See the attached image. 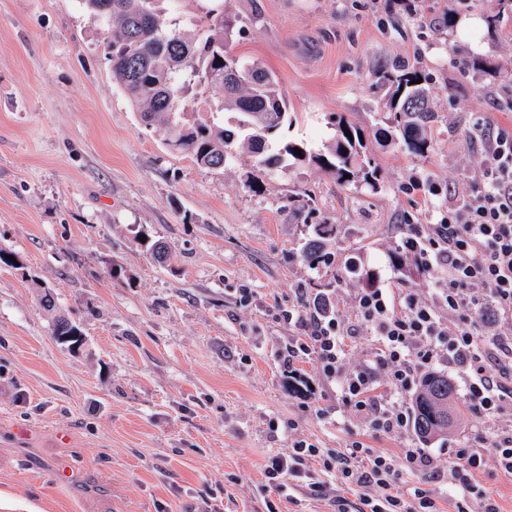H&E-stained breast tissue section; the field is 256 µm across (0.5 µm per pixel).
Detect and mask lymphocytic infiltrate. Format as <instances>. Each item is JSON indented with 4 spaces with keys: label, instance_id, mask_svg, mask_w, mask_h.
Instances as JSON below:
<instances>
[{
    "label": "lymphocytic infiltrate",
    "instance_id": "lymphocytic-infiltrate-1",
    "mask_svg": "<svg viewBox=\"0 0 512 512\" xmlns=\"http://www.w3.org/2000/svg\"><path fill=\"white\" fill-rule=\"evenodd\" d=\"M471 136L485 145L480 189L462 205L449 207L439 223L405 225L398 244L421 271L433 274L431 298L381 285L363 289L355 317L375 337L378 352L372 363L351 369L344 353L352 332L332 299L325 294L306 297L310 333L280 354L284 374L296 380L302 377L298 361L316 356L324 373L339 383L344 406L379 432L408 426L404 396L444 363L456 368L474 413L494 421L512 417V338H490L475 326L484 314L512 319V128L484 120ZM443 310L455 317L454 326L442 322ZM493 363L500 367L495 375L489 371ZM490 457L512 477V428L495 433L483 447L449 449L448 477L461 493L457 512H469L473 477ZM311 460L317 461L318 471L307 469ZM321 472L346 486L376 488V495L362 498L357 512H436L425 490L396 487L390 456L368 452L359 442L325 452L298 441L291 455L270 458L264 477L281 496L294 479L311 480L314 488L323 489L324 481L317 478Z\"/></svg>",
    "mask_w": 512,
    "mask_h": 512
}]
</instances>
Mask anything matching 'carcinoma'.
I'll use <instances>...</instances> for the list:
<instances>
[{
  "label": "carcinoma",
  "instance_id": "obj_1",
  "mask_svg": "<svg viewBox=\"0 0 512 512\" xmlns=\"http://www.w3.org/2000/svg\"><path fill=\"white\" fill-rule=\"evenodd\" d=\"M85 8L105 29L107 60L113 78L124 90L141 121L167 127L172 150L190 154L202 167L216 168L233 156L237 142L258 157L263 169L282 167L287 158L308 161L330 174L341 185L379 180L376 167L364 158L359 131L341 122L324 150L309 154L303 145L288 142L274 146L271 138L288 118V107L278 78L257 62H245L228 51L236 19L210 13L207 22L185 26L158 7L162 0H82ZM388 87V121L407 150L422 156L430 148L429 123L433 117L428 77L410 64L379 73ZM202 90L222 94L220 109L236 113L240 135L215 121H190L183 103ZM351 136H346V133ZM301 149L297 156L294 149ZM335 234L333 224L313 225V238L302 249L308 265L329 260L325 241ZM455 388L448 377L427 376L412 402L413 426L421 438L447 432L453 413Z\"/></svg>",
  "mask_w": 512,
  "mask_h": 512
}]
</instances>
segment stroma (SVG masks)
<instances>
[{"instance_id":"1","label":"stroma","mask_w":512,"mask_h":512,"mask_svg":"<svg viewBox=\"0 0 512 512\" xmlns=\"http://www.w3.org/2000/svg\"><path fill=\"white\" fill-rule=\"evenodd\" d=\"M223 6L244 30L230 53L280 80L279 139L317 153L349 123L380 179L345 186L293 159L268 173L245 154L198 166L142 123L80 0H0V247L19 261L0 264V490L35 512H194L205 500L215 512L351 510L359 488L298 481L279 498L264 466L299 439L335 451L358 441L395 460L399 488L456 512L446 449L483 446L497 423L462 410L428 444L438 470L416 471L403 461L413 429L372 430L314 358L299 368L316 392L299 398L277 353L309 333L302 294H328L346 316L374 283L430 297L432 276L392 256L405 225L439 222L479 186L476 122L512 126V19L489 26L497 0ZM395 60L430 78L422 156L382 135L375 74ZM321 222L336 227L333 263L315 270L301 248ZM146 235L175 260L155 262ZM42 285L56 312L40 306ZM57 312L82 329L79 349L54 336Z\"/></svg>"}]
</instances>
